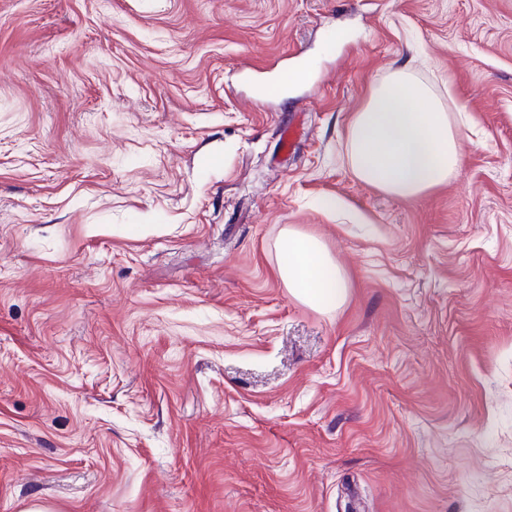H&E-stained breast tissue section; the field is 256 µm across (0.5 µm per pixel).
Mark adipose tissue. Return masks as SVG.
<instances>
[{"mask_svg":"<svg viewBox=\"0 0 512 512\" xmlns=\"http://www.w3.org/2000/svg\"><path fill=\"white\" fill-rule=\"evenodd\" d=\"M354 176L395 197L413 198L458 176L459 135L431 88L398 70L374 84L355 113L346 143ZM278 273L303 303L327 310L348 296L345 274L318 237L286 229L279 240Z\"/></svg>","mask_w":512,"mask_h":512,"instance_id":"adipose-tissue-1","label":"adipose tissue"}]
</instances>
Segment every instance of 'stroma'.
Listing matches in <instances>:
<instances>
[{"label": "stroma", "instance_id": "35a3bbf8", "mask_svg": "<svg viewBox=\"0 0 512 512\" xmlns=\"http://www.w3.org/2000/svg\"><path fill=\"white\" fill-rule=\"evenodd\" d=\"M399 68L409 199L345 159ZM0 512H512V0H0ZM354 176L395 197L448 184L463 165L459 135L431 88L398 70L374 84L346 143ZM279 252V276L295 298L317 310L345 303L347 278L321 239L288 228L279 240Z\"/></svg>", "mask_w": 512, "mask_h": 512}]
</instances>
